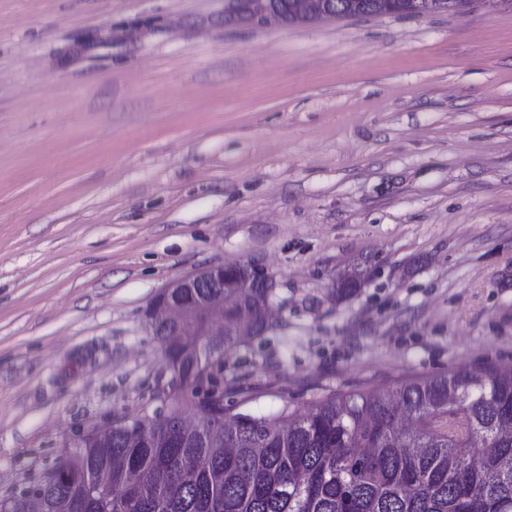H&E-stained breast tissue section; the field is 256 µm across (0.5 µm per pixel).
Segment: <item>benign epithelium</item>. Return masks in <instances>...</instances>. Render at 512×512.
I'll return each instance as SVG.
<instances>
[{
	"mask_svg": "<svg viewBox=\"0 0 512 512\" xmlns=\"http://www.w3.org/2000/svg\"><path fill=\"white\" fill-rule=\"evenodd\" d=\"M247 3L250 7L245 16L251 24L283 20L272 0H247ZM294 11L308 22L331 21L353 13L347 6L331 8L327 0H295ZM249 288H263L272 293L274 277L252 260L203 266L171 281L147 308L145 316L153 333L164 329L175 336H221L224 329H216L214 325L224 324V306L229 303L236 309L242 327L248 328L257 320L269 324L273 303L255 312L241 301Z\"/></svg>",
	"mask_w": 512,
	"mask_h": 512,
	"instance_id": "obj_1",
	"label": "benign epithelium"
}]
</instances>
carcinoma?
I'll use <instances>...</instances> for the list:
<instances>
[{
  "mask_svg": "<svg viewBox=\"0 0 512 512\" xmlns=\"http://www.w3.org/2000/svg\"><path fill=\"white\" fill-rule=\"evenodd\" d=\"M369 16L465 11L472 0H361ZM159 342L169 417L113 421L112 440L66 451L0 512H512V369L450 368L387 389L333 392L309 411L224 414L199 399L213 356L243 337ZM224 418V443L177 427L185 409ZM130 430L143 438L127 441ZM68 480L56 484L53 477Z\"/></svg>",
  "mask_w": 512,
  "mask_h": 512,
  "instance_id": "carcinoma-1",
  "label": "carcinoma"
}]
</instances>
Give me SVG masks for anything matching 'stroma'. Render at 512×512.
<instances>
[{
  "instance_id": "stroma-1",
  "label": "stroma",
  "mask_w": 512,
  "mask_h": 512,
  "mask_svg": "<svg viewBox=\"0 0 512 512\" xmlns=\"http://www.w3.org/2000/svg\"><path fill=\"white\" fill-rule=\"evenodd\" d=\"M225 6L0 0V495L167 414L145 311L202 266L277 283L224 360L231 415L512 362V8ZM273 0H247L250 4L246 9L247 22L254 25H264L271 20L283 22V17L275 6ZM336 7L330 8L327 4V0H296L294 11L297 16L303 17L306 22L312 21H331L339 17L354 14L353 10L348 6L341 7V1L335 0ZM281 8L285 14L287 24L294 23L297 18L294 13L290 11L291 0H280ZM341 7L336 11L337 8Z\"/></svg>"
}]
</instances>
